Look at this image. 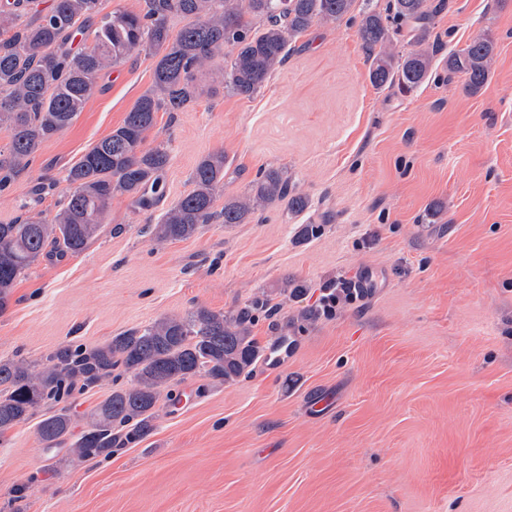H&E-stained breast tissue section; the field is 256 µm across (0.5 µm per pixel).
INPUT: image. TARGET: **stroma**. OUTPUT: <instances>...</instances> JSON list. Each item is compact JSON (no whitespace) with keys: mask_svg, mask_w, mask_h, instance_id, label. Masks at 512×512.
Segmentation results:
<instances>
[{"mask_svg":"<svg viewBox=\"0 0 512 512\" xmlns=\"http://www.w3.org/2000/svg\"><path fill=\"white\" fill-rule=\"evenodd\" d=\"M496 42L477 93L438 72L416 91L375 87L347 20L319 22L250 98L224 88L158 112L167 145L150 206L115 197L78 254L41 258L0 312V360L44 363L69 341L104 344L203 305L267 295L293 348L224 385L203 377L160 400L154 430L101 461L45 450L49 407L0 435V512H512V0H444L428 33L444 51ZM139 53L100 73L73 124L43 142L0 191V224L53 220L62 181L148 90ZM224 152L225 194L276 168L308 196L249 224L214 223L155 242L151 229ZM304 224L318 225L301 240ZM363 270L378 285L332 315L303 319L329 284ZM305 284L293 298L286 282Z\"/></svg>","mask_w":512,"mask_h":512,"instance_id":"35a3bbf8","label":"stroma"}]
</instances>
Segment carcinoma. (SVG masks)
Masks as SVG:
<instances>
[{
    "instance_id": "carcinoma-1",
    "label": "carcinoma",
    "mask_w": 512,
    "mask_h": 512,
    "mask_svg": "<svg viewBox=\"0 0 512 512\" xmlns=\"http://www.w3.org/2000/svg\"><path fill=\"white\" fill-rule=\"evenodd\" d=\"M355 0H147L142 13H115L100 21L95 43L72 52L73 31L93 21L99 0H53L47 14L15 28L21 0L0 11V129L7 132L8 154H0V183L20 171L39 145L72 125L96 90L103 70L135 51L154 59L153 83L140 95L112 133L92 146L66 173L65 203L49 224L27 216L0 224V311L8 305L20 275L47 247L82 252L102 224L111 200L128 195L143 204L162 186L167 150L148 147L157 112H180L199 96L198 73L215 56L229 54L224 88L252 97L288 60V46L318 21H338ZM436 9L427 0H389L385 9L365 7L358 35L371 60L369 80L376 87L397 85L408 93L431 75L436 50L424 45ZM180 15L187 24L174 33L167 24ZM260 19L263 27L255 29ZM413 49L399 53L394 42ZM495 44L473 41L443 58V70L461 74L471 91L488 80ZM228 157L203 156L195 166L193 189L151 229L158 242L183 241L206 224H250L258 211L284 204L300 214L309 199L295 191L274 168L262 169L242 195H227L217 207ZM278 306L256 296L230 312L197 306L183 316H168L128 330L103 345L68 342L39 369L23 360H0V433L29 419L44 405L54 412L39 423L44 447L70 443L81 460L108 459L153 431L154 408L180 383L203 375L216 383L249 376L266 347L251 336L256 318L279 314ZM126 377L129 383L120 379ZM112 379V393L90 413L91 422L74 433L72 404L78 395Z\"/></svg>"
}]
</instances>
